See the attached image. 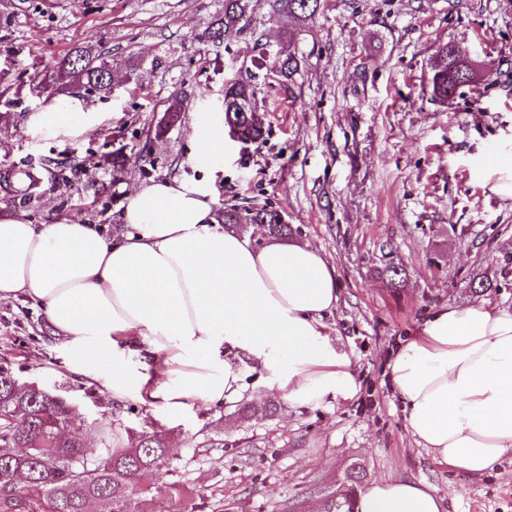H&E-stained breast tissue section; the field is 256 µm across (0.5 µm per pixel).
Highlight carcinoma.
Instances as JSON below:
<instances>
[{
	"mask_svg": "<svg viewBox=\"0 0 512 512\" xmlns=\"http://www.w3.org/2000/svg\"><path fill=\"white\" fill-rule=\"evenodd\" d=\"M321 0H273V7L305 21L320 8ZM248 8V0H224V20L215 36L235 30ZM452 47H438L432 62V96L446 102L458 90L459 75L448 73ZM285 77L297 71L296 52L277 57ZM104 65L95 64L75 50L56 66V78L67 76L86 90L104 89ZM248 83L236 80L225 88L224 118L242 140L256 142L263 122ZM264 224L273 237L288 236V225L273 209L229 208L224 223L231 228L238 219ZM169 440L157 431L107 428L102 446L85 454V440L73 425L67 397L42 387L19 383L8 364H0V512H88L103 502L109 512H153L159 497L184 506L188 490L178 479L161 481V463L168 457Z\"/></svg>",
	"mask_w": 512,
	"mask_h": 512,
	"instance_id": "carcinoma-1",
	"label": "carcinoma"
}]
</instances>
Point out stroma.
<instances>
[{
  "mask_svg": "<svg viewBox=\"0 0 512 512\" xmlns=\"http://www.w3.org/2000/svg\"><path fill=\"white\" fill-rule=\"evenodd\" d=\"M223 16L224 0H0V177L40 180L29 199L0 185V213L95 224L117 238L133 189L174 178L207 179L219 215L279 211L290 239L336 268L326 331L351 361L355 394L293 407L255 366L231 403L174 413L134 394L116 400L110 364L75 374L31 300L0 304V359L20 381L61 390L90 443L108 422L166 434L195 512H328L331 497L394 478L429 483L444 512H512V458L473 478L435 460L408 432L387 372L438 307L512 308V200L484 173L495 146L512 142V0H324L304 22L250 0L239 31L217 40ZM446 43L479 76L443 103L431 64ZM291 45L301 62L287 79L275 58ZM75 48L111 67L115 94L49 80ZM235 80L250 83L264 137L225 139L223 162L200 165L192 128L223 123ZM50 96L108 117L79 138L32 135L28 118ZM116 152L127 158L118 171Z\"/></svg>",
  "mask_w": 512,
  "mask_h": 512,
  "instance_id": "obj_1",
  "label": "stroma"
}]
</instances>
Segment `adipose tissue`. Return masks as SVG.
I'll return each mask as SVG.
<instances>
[{"mask_svg": "<svg viewBox=\"0 0 512 512\" xmlns=\"http://www.w3.org/2000/svg\"><path fill=\"white\" fill-rule=\"evenodd\" d=\"M102 117L77 97L28 121L30 132L84 135ZM209 182L138 188L121 238L92 224H35L0 213V303L37 301L83 370L112 363V395L179 411L240 390L242 361L266 371L290 405L356 391L350 361L325 331L338 302L336 269L308 242L224 229ZM391 387L416 444L465 477L512 455V309L483 302L435 310L390 360ZM353 512H442L422 481H378Z\"/></svg>", "mask_w": 512, "mask_h": 512, "instance_id": "obj_1", "label": "adipose tissue"}]
</instances>
